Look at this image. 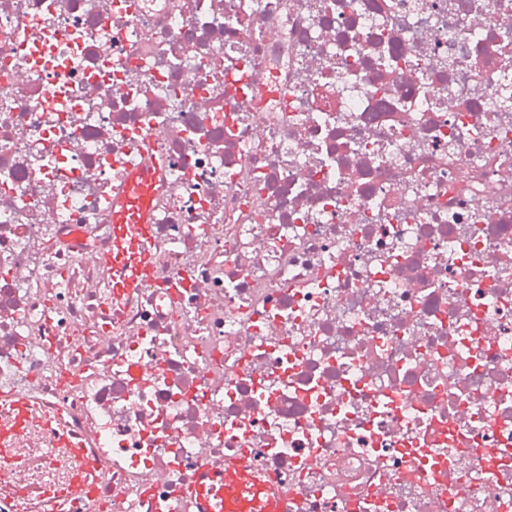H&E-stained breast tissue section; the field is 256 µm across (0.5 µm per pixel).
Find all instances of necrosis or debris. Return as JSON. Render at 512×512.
<instances>
[{"label": "necrosis or debris", "instance_id": "4bbe7bcc", "mask_svg": "<svg viewBox=\"0 0 512 512\" xmlns=\"http://www.w3.org/2000/svg\"><path fill=\"white\" fill-rule=\"evenodd\" d=\"M1 394L99 435L97 512L230 457L285 512H512V0H7ZM72 469L32 422L0 512ZM158 168L133 173L112 202V249L106 256L110 292L129 297L154 271L151 209L159 183Z\"/></svg>", "mask_w": 512, "mask_h": 512}]
</instances>
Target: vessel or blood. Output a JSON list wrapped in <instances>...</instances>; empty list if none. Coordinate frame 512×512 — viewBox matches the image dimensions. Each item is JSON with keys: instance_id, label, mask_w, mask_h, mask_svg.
<instances>
[{"instance_id": "vessel-or-blood-1", "label": "vessel or blood", "mask_w": 512, "mask_h": 512, "mask_svg": "<svg viewBox=\"0 0 512 512\" xmlns=\"http://www.w3.org/2000/svg\"><path fill=\"white\" fill-rule=\"evenodd\" d=\"M158 183V169L135 172L112 202L113 250L106 260L112 270L109 288L116 297L131 296L153 274L151 209ZM10 403L11 414L0 418L1 447H8L37 415L53 434L57 447L69 449L81 465L82 477L68 487L45 488L40 498L42 512H66L74 496L83 497L89 512H94L97 486L112 469L111 461L97 451V435L72 430L60 410L41 412L35 403L15 396ZM284 500L281 489L260 482L253 471L233 458L224 462L223 479L202 478L183 491L185 506L200 502L207 512H282Z\"/></svg>"}]
</instances>
